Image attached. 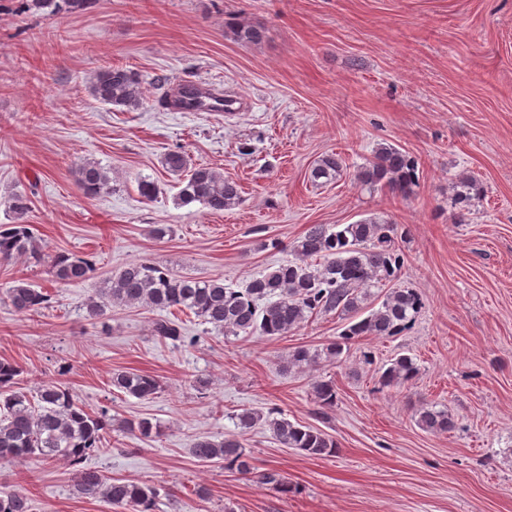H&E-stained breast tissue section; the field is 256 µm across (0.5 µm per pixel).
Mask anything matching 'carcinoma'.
Returning <instances> with one entry per match:
<instances>
[{
    "instance_id": "obj_1",
    "label": "carcinoma",
    "mask_w": 512,
    "mask_h": 512,
    "mask_svg": "<svg viewBox=\"0 0 512 512\" xmlns=\"http://www.w3.org/2000/svg\"><path fill=\"white\" fill-rule=\"evenodd\" d=\"M86 0H25L26 9L54 15L63 9L83 5ZM234 37L258 45L266 33L261 24L237 23L231 26ZM92 96L104 105L129 112L143 107L144 92L138 72L112 67L97 72L91 80ZM202 94L200 87L181 84L174 93L160 100L163 108L190 110ZM165 167L179 177L177 202H198L212 213L230 210L240 203L239 186L224 173L208 166H190L180 150L166 154ZM343 170L341 159L324 155L313 165L310 178L316 184H327ZM416 160L390 146L378 147L371 160L356 169L354 179L366 186L379 184L405 194L415 182ZM76 182L89 195L112 192V178L95 162H82L74 170ZM456 200L467 203L483 194V187L470 175H462L456 184ZM15 223L0 224V260L26 256L41 261L44 246L23 218L31 208V199L20 193L6 200ZM396 225L380 217L364 218L354 224L326 226L316 224L293 246V259L271 271L252 278L243 288H230L221 278L201 280L181 276L150 262L127 266L102 280L99 288L86 299L90 317L115 306H146L153 310L178 309L194 314L204 324L224 334L246 336H282L301 327L318 314L339 313L347 323L324 350L326 357L339 358L349 345L362 336H394L407 329L419 314L422 301L410 288H389L378 307L363 314V305L374 296L373 288L393 281L404 264V256L394 245ZM52 274L64 284L82 283L95 268L88 258L59 254L51 260ZM10 305L19 312L47 308L51 295L19 280L6 290ZM153 335L169 340L175 346H191L195 338L187 336L182 326L169 319L158 318ZM319 354L298 348L290 355L297 367L317 363ZM417 372L412 356L398 354L381 374L385 386L405 384ZM17 367L0 361V463H19L31 456L46 460L64 459L73 466L103 448L112 424L104 412L95 413L78 403L72 393L58 382L43 384L31 397L17 387ZM112 386L123 393L149 399L160 389V382L146 373L119 371L112 375ZM315 402L330 409L336 404V388L332 381L312 383ZM240 434L222 439L201 436L191 445V454L202 463H221L230 471L250 474L252 457L246 452L243 435L256 425L266 427L282 445L295 448L309 457L328 456L336 452V440L323 430L285 417H277L274 409L244 410L235 415ZM419 427L430 432L446 433L456 427L448 411L426 405L416 412ZM123 430L142 439L159 435V426L148 418L125 423ZM75 489L82 495L101 498L125 512H156L159 489L151 484L112 479L99 470L80 469ZM0 512H31L28 497L0 491Z\"/></svg>"
}]
</instances>
